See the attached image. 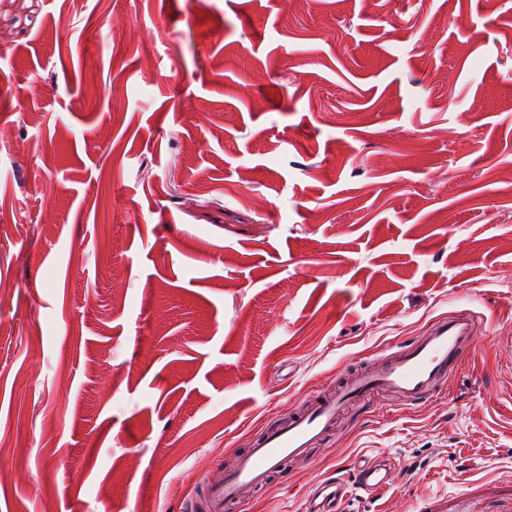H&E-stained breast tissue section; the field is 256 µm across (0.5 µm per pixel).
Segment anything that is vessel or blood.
Returning a JSON list of instances; mask_svg holds the SVG:
<instances>
[{
	"instance_id": "vessel-or-blood-1",
	"label": "vessel or blood",
	"mask_w": 512,
	"mask_h": 512,
	"mask_svg": "<svg viewBox=\"0 0 512 512\" xmlns=\"http://www.w3.org/2000/svg\"><path fill=\"white\" fill-rule=\"evenodd\" d=\"M480 317L471 310L439 316L419 336L397 343L337 382L334 392L314 393L308 405L252 439L230 470L205 481L201 499L186 512H227L244 490L268 486L287 461L304 456L334 430L346 410L364 398L385 393L403 403L425 404L445 388L476 347ZM387 460L359 457L353 463V491L374 496L388 484Z\"/></svg>"
}]
</instances>
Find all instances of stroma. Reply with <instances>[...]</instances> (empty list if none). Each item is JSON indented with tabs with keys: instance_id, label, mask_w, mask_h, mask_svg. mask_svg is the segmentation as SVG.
I'll use <instances>...</instances> for the list:
<instances>
[{
	"instance_id": "obj_1",
	"label": "stroma",
	"mask_w": 512,
	"mask_h": 512,
	"mask_svg": "<svg viewBox=\"0 0 512 512\" xmlns=\"http://www.w3.org/2000/svg\"><path fill=\"white\" fill-rule=\"evenodd\" d=\"M0 512H180L199 464L451 310L425 405L229 512H512V0H0ZM391 464L384 459L359 457L353 463L352 492H363L368 497L376 495L388 484V471Z\"/></svg>"
}]
</instances>
